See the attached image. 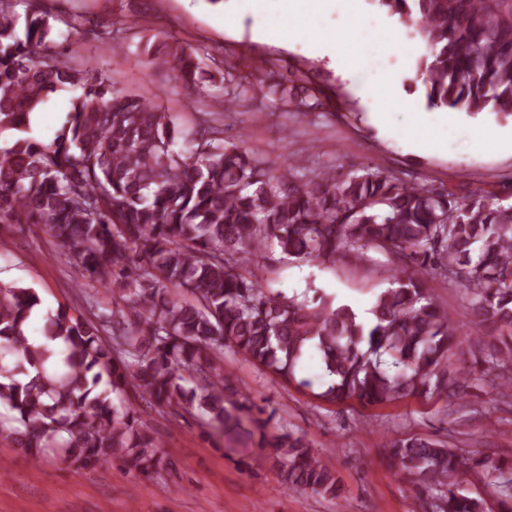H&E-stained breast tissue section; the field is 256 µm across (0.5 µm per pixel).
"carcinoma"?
I'll list each match as a JSON object with an SVG mask.
<instances>
[{"label":"carcinoma","mask_w":512,"mask_h":512,"mask_svg":"<svg viewBox=\"0 0 512 512\" xmlns=\"http://www.w3.org/2000/svg\"><path fill=\"white\" fill-rule=\"evenodd\" d=\"M55 2L0 0V133H10L0 223L44 225L84 278L107 286L112 312L97 323L64 308L47 316L45 337L64 343L56 353L25 334L35 290L0 283V434L32 462L52 452L80 469L118 458L144 477L162 470L153 429L124 400L132 387L226 435L258 431L288 489L340 496L304 438L277 428L276 409L227 383L226 347L329 404L463 398L476 378L512 399V206L371 166L295 184L297 159L273 167L205 119L190 134L163 104L118 94L85 61L55 52ZM379 2L420 41L428 108L512 116V0ZM143 52L144 65L199 99L234 81L225 69L204 76L195 52L170 37ZM252 78L264 98L297 99L286 77ZM61 90L75 93L71 111L44 143L30 114ZM269 247L320 262L379 248L394 257L397 287L376 297L367 321L331 296L267 292L258 259ZM436 273L470 293L467 323L450 322L428 295ZM465 332L483 338L468 358L455 352ZM310 350L326 378L319 391L298 372ZM384 448L421 512H485L462 488L474 469L497 475L488 494L512 512L511 459L418 435Z\"/></svg>","instance_id":"cac0c4a2"}]
</instances>
